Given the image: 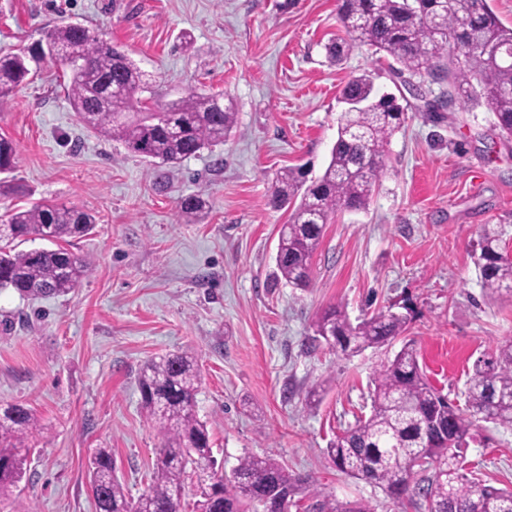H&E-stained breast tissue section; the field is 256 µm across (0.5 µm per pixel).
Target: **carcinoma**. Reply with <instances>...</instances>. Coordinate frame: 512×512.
<instances>
[{
    "label": "carcinoma",
    "instance_id": "carcinoma-1",
    "mask_svg": "<svg viewBox=\"0 0 512 512\" xmlns=\"http://www.w3.org/2000/svg\"><path fill=\"white\" fill-rule=\"evenodd\" d=\"M338 21L344 35L325 46L331 61H342L355 44L369 45L400 65L398 75L447 84L434 101L439 107L466 84L469 100L486 102L496 126L512 136V58L494 54L497 47H512V28L500 25L487 0H341ZM46 58L70 69L68 99L88 130L123 142L159 169L224 143L235 126L232 102L193 90L153 111H136L138 94L146 89L144 73L98 29L81 23L57 25L45 42L0 57V98L26 82L30 63ZM342 98L358 106L341 113L324 173L308 185L288 169L273 180L272 205L292 208L275 262L281 277L297 288L309 282L325 224L343 210L369 206L388 145L405 121L404 109L394 97L378 94L369 74L351 79ZM16 157L13 142L0 137V172L11 170ZM209 210L208 198L197 193L181 201L178 216L194 224ZM95 224L91 212L59 204L11 211L0 225V241L8 242L0 247V288L31 300L74 292L89 267L59 242L82 238ZM31 236L53 247L10 248ZM500 242L501 233L484 229L473 254L487 296L512 293V258ZM408 323V316L389 307L354 325L334 305L315 321V340L351 355L389 344ZM199 381L196 360L187 352L152 359L140 370L142 407L161 435L151 481L137 499L130 498L116 475L112 449H96L88 466L96 512H181L189 469L196 478V512H288L292 499L305 492L306 512H374L362 501L307 491L306 478L271 456H244L231 477L224 476L213 459L207 424L196 414ZM465 396L464 410L449 403L428 383L416 350L407 344L375 378L370 416L337 434L327 457L338 471L425 512H512V489L468 477L462 461L476 422L512 429V340L475 363ZM35 427L34 414L23 405L0 413V497L22 478L26 459L17 449Z\"/></svg>",
    "mask_w": 512,
    "mask_h": 512
}]
</instances>
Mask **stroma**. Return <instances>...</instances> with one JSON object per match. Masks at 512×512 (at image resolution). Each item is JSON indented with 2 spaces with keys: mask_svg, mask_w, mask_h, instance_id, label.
Returning a JSON list of instances; mask_svg holds the SVG:
<instances>
[{
  "mask_svg": "<svg viewBox=\"0 0 512 512\" xmlns=\"http://www.w3.org/2000/svg\"><path fill=\"white\" fill-rule=\"evenodd\" d=\"M338 0H0V56L61 23L100 29L146 74L142 106L189 90L219 93L237 112L231 136L184 160L156 185L152 167L77 119L69 71L40 62L0 100V136L16 144L0 174V221L51 201L93 213L72 240L89 274L74 293L36 300L0 291V409L30 408L37 427L27 465L0 512H95L86 462L108 448L130 496L150 482L161 437L141 404L150 359L192 353L197 415L213 456L231 472L271 456L341 501L375 512H415L379 487L338 472L324 450L371 410L376 373L412 343L430 383L455 404L477 360L512 338V295L486 297L472 254L481 229L512 255V138L486 104L456 94L428 111L390 68L358 44L339 63ZM193 44L183 48L182 32ZM409 98L406 121L364 211L339 213L313 256L311 283L276 269L288 209L270 204L283 169L322 175L355 76ZM205 192L212 209L181 223L182 199ZM341 305L351 323L386 306L411 310L392 343L346 356L315 342L314 323ZM319 400L308 402L313 388ZM475 477L512 487V431L478 422L465 452Z\"/></svg>",
  "mask_w": 512,
  "mask_h": 512,
  "instance_id": "stroma-1",
  "label": "stroma"
}]
</instances>
